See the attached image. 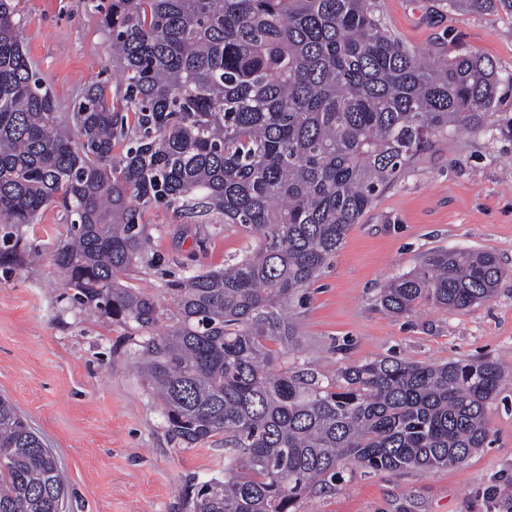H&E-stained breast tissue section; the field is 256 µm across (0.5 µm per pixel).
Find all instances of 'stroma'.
<instances>
[{
    "label": "stroma",
    "mask_w": 512,
    "mask_h": 512,
    "mask_svg": "<svg viewBox=\"0 0 512 512\" xmlns=\"http://www.w3.org/2000/svg\"><path fill=\"white\" fill-rule=\"evenodd\" d=\"M389 30L435 59L477 52L512 74V17L448 8V0H376ZM33 70L57 109L72 111L96 82L120 89L99 9L78 0H20ZM512 116L501 86L487 129L433 138L385 190L302 302L293 304L299 346L278 369L309 368L333 379L347 364L385 357L441 363L487 358L512 375V140L490 126ZM72 217L45 209L24 227V261L0 259V395L8 397L55 454L69 484L65 512H191L198 486L224 477V451L185 448L167 432L165 410L134 355L131 328L72 300L53 263ZM154 268L130 285L160 302L168 280L220 269L252 252L257 234L232 224L197 226L173 209L143 213ZM495 255L507 269L489 300L453 310L430 303L398 316L380 294L438 249ZM492 443L460 467L368 471L345 467L332 491L300 512H512V385L489 410Z\"/></svg>",
    "instance_id": "obj_1"
}]
</instances>
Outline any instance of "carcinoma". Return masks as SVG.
Masks as SVG:
<instances>
[{"label": "carcinoma", "mask_w": 512, "mask_h": 512, "mask_svg": "<svg viewBox=\"0 0 512 512\" xmlns=\"http://www.w3.org/2000/svg\"><path fill=\"white\" fill-rule=\"evenodd\" d=\"M512 15V0H448ZM0 0V223L58 204L76 216L55 264L80 306L140 333L141 371L178 443L224 447V480L194 512H297L340 467H458L488 444L506 375L489 360L385 357L323 381L275 370L298 336L290 305L431 138L481 128L498 99L492 60H432L405 46L375 0H111L102 22L124 92L89 87L68 118ZM127 144L112 160V147ZM259 233L250 254L168 282L167 305L122 283L148 258L144 210ZM506 276L489 252L430 253L380 300L464 309ZM52 451L0 397V512H63Z\"/></svg>", "instance_id": "obj_1"}]
</instances>
